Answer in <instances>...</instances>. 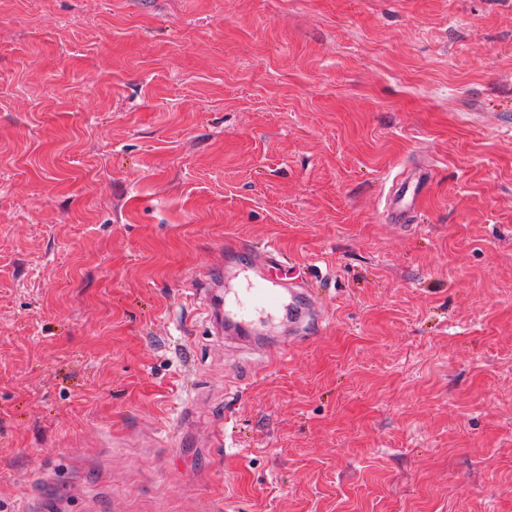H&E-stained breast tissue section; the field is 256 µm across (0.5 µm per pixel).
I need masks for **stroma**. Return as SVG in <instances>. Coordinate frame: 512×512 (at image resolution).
<instances>
[{"instance_id": "1", "label": "stroma", "mask_w": 512, "mask_h": 512, "mask_svg": "<svg viewBox=\"0 0 512 512\" xmlns=\"http://www.w3.org/2000/svg\"><path fill=\"white\" fill-rule=\"evenodd\" d=\"M0 512H512V0H0ZM413 182L408 178L395 177L389 191V216L395 224H406L410 217V210L402 204ZM241 256L248 258L246 274L247 288H240L246 294V301H237L238 308L228 311L225 318L227 333H245L253 327L249 311L275 312L283 307L279 288L270 286L274 283L270 273L279 264L281 253L273 246L263 248L237 240H226L224 244V265H233Z\"/></svg>"}]
</instances>
